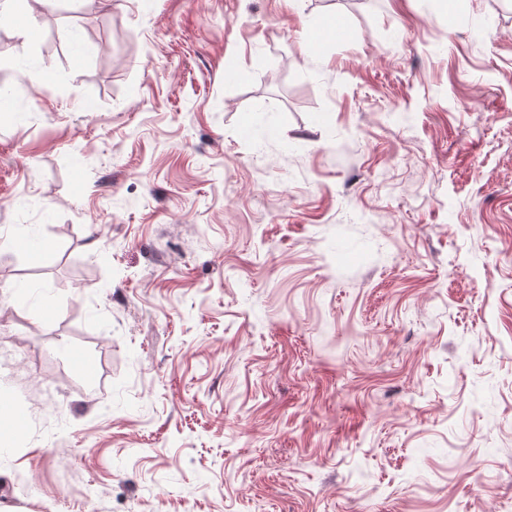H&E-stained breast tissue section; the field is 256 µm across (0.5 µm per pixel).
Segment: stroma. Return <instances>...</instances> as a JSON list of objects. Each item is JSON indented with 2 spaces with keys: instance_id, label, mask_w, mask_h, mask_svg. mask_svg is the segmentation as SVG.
Here are the masks:
<instances>
[{
  "instance_id": "35a3bbf8",
  "label": "stroma",
  "mask_w": 512,
  "mask_h": 512,
  "mask_svg": "<svg viewBox=\"0 0 512 512\" xmlns=\"http://www.w3.org/2000/svg\"><path fill=\"white\" fill-rule=\"evenodd\" d=\"M51 5L0 25V512H512V0Z\"/></svg>"
}]
</instances>
